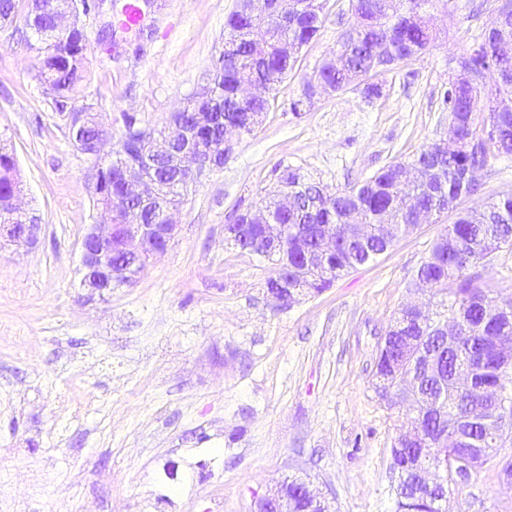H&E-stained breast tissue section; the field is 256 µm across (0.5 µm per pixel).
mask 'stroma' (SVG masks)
I'll return each instance as SVG.
<instances>
[{
	"label": "stroma",
	"instance_id": "1",
	"mask_svg": "<svg viewBox=\"0 0 512 512\" xmlns=\"http://www.w3.org/2000/svg\"><path fill=\"white\" fill-rule=\"evenodd\" d=\"M502 0H436L433 49L362 86L317 96L292 112L356 17L326 0V20L279 86L263 123L234 139L175 212L177 232L135 283L81 288V243L97 219L92 160L35 79L27 0L0 22V138L11 145L22 204L39 218L31 245L0 243V512H257L296 477L334 512H396L391 448L412 417L382 400L377 347L398 310L426 314L441 298L414 276L458 211L512 192V157L478 173L457 211L418 225L377 260L281 309L267 295L269 264L227 245L229 216L252 208L299 167L341 190L449 138L439 92L479 41ZM236 0H155L144 38L111 55L91 40L77 106L91 107L116 148L125 115L162 128L210 69ZM479 271L512 302V249ZM508 441L469 482L450 485L446 512H512L499 473Z\"/></svg>",
	"mask_w": 512,
	"mask_h": 512
}]
</instances>
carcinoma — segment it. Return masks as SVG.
Returning <instances> with one entry per match:
<instances>
[{
  "label": "carcinoma",
  "mask_w": 512,
  "mask_h": 512,
  "mask_svg": "<svg viewBox=\"0 0 512 512\" xmlns=\"http://www.w3.org/2000/svg\"><path fill=\"white\" fill-rule=\"evenodd\" d=\"M302 8L283 17L276 10L268 12L264 21L272 41L282 38L295 51L285 55L269 46L261 59L249 42L254 15L248 0H237L235 9L224 21V42L214 62L208 86L216 94L215 103L197 91L187 98L182 112L192 117L201 112H222L224 119L211 120L202 134L214 140L224 136V121L247 119L243 134H251L256 126L247 117L251 112L267 114L271 97L288 77L303 48L313 41L325 20V0H296ZM356 26L345 29L336 43L334 58L323 60L316 69L315 81L331 92L347 89L352 84L364 83L369 96L380 94L382 85L372 78L406 64L431 50L437 40L432 20L414 18L417 10L433 5V0H352ZM497 9L481 42L463 61L475 75L491 70L497 75L498 89L512 90V43L504 48L498 33H512V0ZM45 65L35 74L38 83L52 80L60 96L74 99L84 80L88 45L75 33L65 45L45 38L36 43ZM267 82L268 96L259 100H245L241 87L248 82ZM441 111L449 114L454 123L458 145L449 153H442L431 143L412 159L394 161L364 181L349 188L329 193L299 168L288 167L277 177V184L288 183V189L300 192L303 200L293 209L280 212L276 207L274 189L260 201L259 209L272 212L266 234L285 237L288 241V266L278 264V258L268 260L273 275L266 287L278 284V278L306 276L315 282L320 292L335 280L384 254L403 234L413 229L415 214L430 211L440 214L456 208L463 195H473L478 189L473 174L501 155H512V111L482 100L480 86L441 92ZM130 132L127 147L112 152L108 181L100 187L102 199L120 190L121 171L139 150L150 149V140L143 137L136 119H126ZM16 160L13 151L0 143V211L9 206L16 181ZM165 202L159 201L147 208L131 203L112 213L114 224H153L157 222ZM358 211L367 224L387 225L386 234L378 229L365 242L354 239L350 229V214ZM336 225V253L320 259L317 266L307 265L308 255L315 248V225ZM500 247L512 248V193L478 208L458 214L433 242L429 255L416 273V281H426L437 292H448L451 302L448 316L461 327L460 340L452 353H443L440 364L448 379L467 376L473 389L465 394L452 388H440L432 383L424 387L428 406L419 420L420 442L399 440L393 456L397 471V512H423V499L436 495L432 489L417 491L413 486L415 472L429 465H438L446 474L443 486L472 476L464 471L462 459L471 449L496 445L498 426L494 419V404L487 391L498 386L503 392L508 414L512 416V365L504 366L500 357L502 348H512V317L497 315L490 307L480 274L474 269L485 258V247L490 239ZM225 240L231 247L258 254L262 243L254 239H239L228 232ZM437 312L430 321H416L399 310L390 327L393 333L382 343L375 359V379L385 382L393 379L394 367L406 358L412 342L430 343L436 339L434 330ZM448 414L473 422L471 436L439 443L441 429L438 417Z\"/></svg>",
  "instance_id": "obj_1"
}]
</instances>
